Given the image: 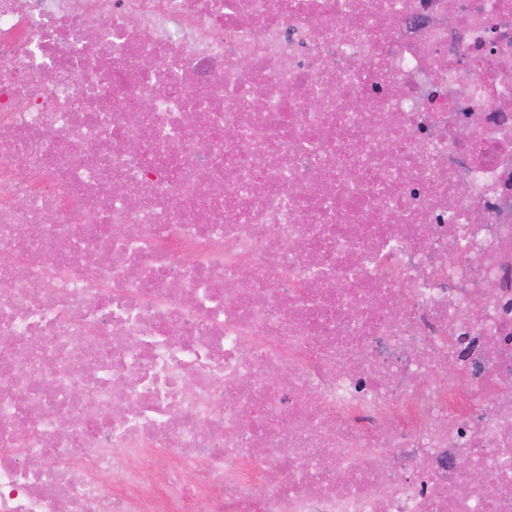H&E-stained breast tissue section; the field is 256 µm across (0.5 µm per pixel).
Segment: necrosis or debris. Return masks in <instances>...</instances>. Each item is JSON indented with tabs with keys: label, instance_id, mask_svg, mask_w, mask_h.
<instances>
[{
	"label": "necrosis or debris",
	"instance_id": "necrosis-or-debris-1",
	"mask_svg": "<svg viewBox=\"0 0 512 512\" xmlns=\"http://www.w3.org/2000/svg\"><path fill=\"white\" fill-rule=\"evenodd\" d=\"M0 253V512H512V0H0Z\"/></svg>",
	"mask_w": 512,
	"mask_h": 512
}]
</instances>
